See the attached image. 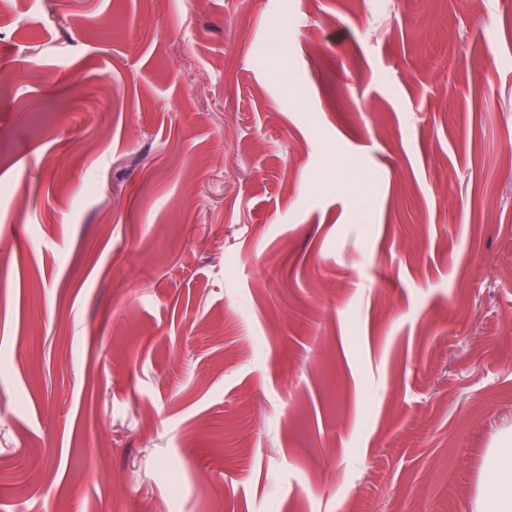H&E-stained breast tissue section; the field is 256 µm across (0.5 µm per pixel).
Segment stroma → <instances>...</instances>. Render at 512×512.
Wrapping results in <instances>:
<instances>
[{
	"label": "stroma",
	"instance_id": "1",
	"mask_svg": "<svg viewBox=\"0 0 512 512\" xmlns=\"http://www.w3.org/2000/svg\"><path fill=\"white\" fill-rule=\"evenodd\" d=\"M0 359V512H468L512 0H0Z\"/></svg>",
	"mask_w": 512,
	"mask_h": 512
}]
</instances>
